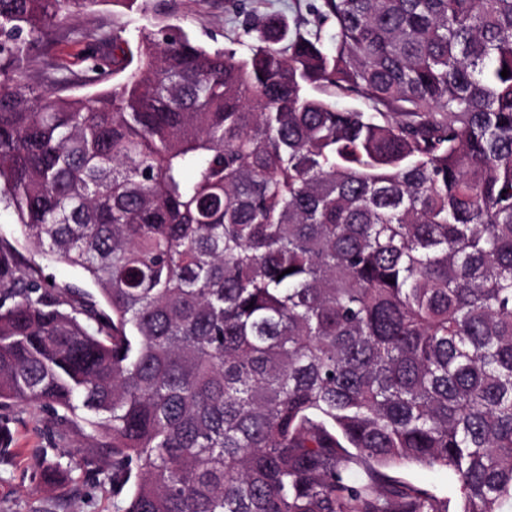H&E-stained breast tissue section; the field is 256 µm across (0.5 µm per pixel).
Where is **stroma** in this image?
I'll list each match as a JSON object with an SVG mask.
<instances>
[{"mask_svg": "<svg viewBox=\"0 0 512 512\" xmlns=\"http://www.w3.org/2000/svg\"><path fill=\"white\" fill-rule=\"evenodd\" d=\"M89 22L92 28L106 31L125 28L131 39L143 28L179 24L207 47L224 46L239 33L229 0H166V9L160 13L131 11L117 0H100ZM70 28V23L61 24L45 60L63 66L69 79L67 92L89 96L102 85L92 81L81 45L68 37ZM0 238L17 269L34 272L56 288L93 291V284L80 270L46 260L21 236L13 209L1 205ZM4 416L13 441L8 451L0 453V512H114L111 484L89 479L81 472H72L65 484L55 488L40 484L34 468L36 455L45 445V411L25 405L5 411Z\"/></svg>", "mask_w": 512, "mask_h": 512, "instance_id": "1", "label": "stroma"}]
</instances>
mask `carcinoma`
Listing matches in <instances>:
<instances>
[{"label": "carcinoma", "mask_w": 512, "mask_h": 512, "mask_svg": "<svg viewBox=\"0 0 512 512\" xmlns=\"http://www.w3.org/2000/svg\"><path fill=\"white\" fill-rule=\"evenodd\" d=\"M96 2L0 0V204L98 291L0 256V410L49 413L40 480L66 457L116 512H449L415 465L456 512L512 507V0H235L224 48L114 33L121 79L30 84ZM309 3L310 0H255V7L259 13L278 11L290 18L297 16L310 18ZM399 476L406 481L429 489L440 496L448 497L450 500L449 511L455 510L456 491L455 482L451 475L445 470H428L415 466L406 467L400 470Z\"/></svg>", "instance_id": "cac0c4a2"}]
</instances>
